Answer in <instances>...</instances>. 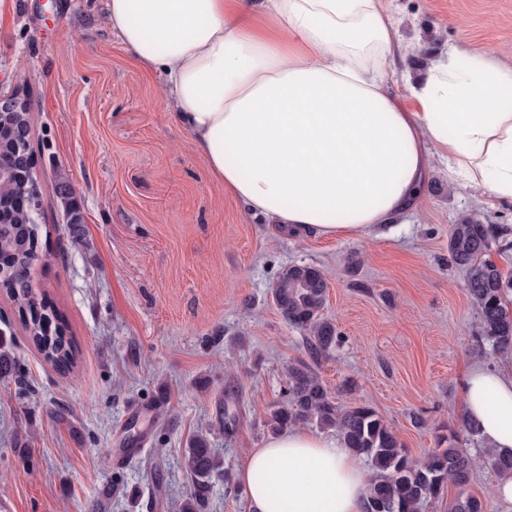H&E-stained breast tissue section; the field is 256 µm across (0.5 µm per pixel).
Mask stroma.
Returning a JSON list of instances; mask_svg holds the SVG:
<instances>
[{"instance_id": "35a3bbf8", "label": "stroma", "mask_w": 512, "mask_h": 512, "mask_svg": "<svg viewBox=\"0 0 512 512\" xmlns=\"http://www.w3.org/2000/svg\"><path fill=\"white\" fill-rule=\"evenodd\" d=\"M105 0H0V95L30 104L43 206L32 285L76 350L62 373L30 343L0 290V335L19 382H0V501L12 512H179L180 463L203 434L237 473L271 433L302 332L272 298L278 274L311 265L340 336L315 370L339 404L372 408L423 460L458 429L483 344L466 272L448 251L464 215L512 226V205L448 184L434 161L419 208L366 237L294 235L245 217L171 113L160 74L104 23ZM400 70L449 48L512 68V0H388ZM70 187L84 222L68 229ZM467 493L486 512L496 472L479 440Z\"/></svg>"}]
</instances>
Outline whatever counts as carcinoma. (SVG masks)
<instances>
[{
  "label": "carcinoma",
  "instance_id": "obj_1",
  "mask_svg": "<svg viewBox=\"0 0 512 512\" xmlns=\"http://www.w3.org/2000/svg\"><path fill=\"white\" fill-rule=\"evenodd\" d=\"M30 125L27 113L4 120L0 128V148L8 154L27 147L16 130ZM36 180L35 172L13 173L0 178V288L6 290L22 312L29 339L43 359L58 369L73 366L76 354L71 338L59 328L44 333L45 323L55 318L43 306L36 310L30 302L28 281L22 269L32 241L39 238L38 220L11 206ZM495 241L493 225L472 216L462 217L453 226L448 250L453 262L467 272V293L478 311L482 340L499 355L512 353V277L491 260L487 253ZM328 283L314 266L292 265L283 269L273 288L276 307L291 326L305 333L312 362L288 365L284 402L270 414L272 431L311 423L321 429H334L342 444L371 466L364 512H421L423 506L442 500L448 483L461 492L448 503V512H485L484 502L463 492L470 481L473 461L456 446L459 434L476 437L475 425L463 420L460 432L448 433V446L437 448L422 462L406 452L393 428L367 406L342 407L315 371L314 363L326 357L339 344L333 322L323 316ZM13 353L0 347V379L16 376ZM182 469L192 483V492L182 500L180 512H202L208 502L213 478L221 464L203 435L195 436L186 449Z\"/></svg>",
  "mask_w": 512,
  "mask_h": 512
}]
</instances>
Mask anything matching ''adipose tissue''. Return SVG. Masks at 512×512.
<instances>
[{
  "mask_svg": "<svg viewBox=\"0 0 512 512\" xmlns=\"http://www.w3.org/2000/svg\"><path fill=\"white\" fill-rule=\"evenodd\" d=\"M105 22L163 74L194 152L246 215L363 236L420 206L436 157L450 186L512 203V69L447 50L392 94L383 0H106ZM463 417L512 455V364L469 370ZM238 478L250 512H363L358 458L301 427L252 449Z\"/></svg>",
  "mask_w": 512,
  "mask_h": 512,
  "instance_id": "adipose-tissue-1",
  "label": "adipose tissue"
}]
</instances>
